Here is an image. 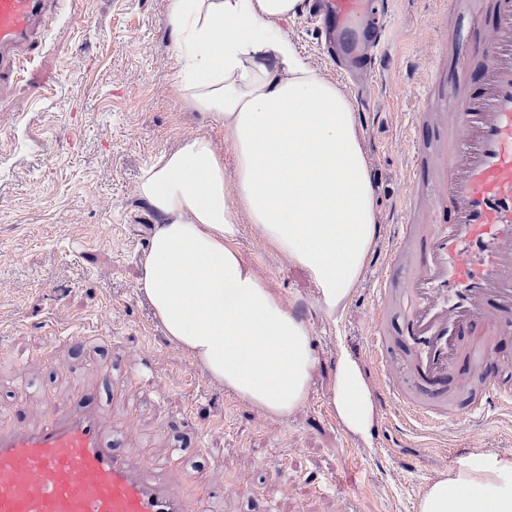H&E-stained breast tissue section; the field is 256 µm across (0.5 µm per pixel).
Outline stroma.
I'll return each instance as SVG.
<instances>
[{
    "instance_id": "obj_1",
    "label": "stroma",
    "mask_w": 512,
    "mask_h": 512,
    "mask_svg": "<svg viewBox=\"0 0 512 512\" xmlns=\"http://www.w3.org/2000/svg\"><path fill=\"white\" fill-rule=\"evenodd\" d=\"M390 62L345 79L327 59L308 13L280 22L314 69L350 98L365 141L379 232L366 274L337 319L323 312L305 273L242 227L243 259L310 324L317 356L306 404L278 419L225 391L166 336L141 290L151 207L144 171L188 138L205 134L225 160L223 126L188 107L174 88L171 0H82L84 27L54 20L27 80L0 92V411L38 426L46 401L94 392L105 424L132 430V458L183 451L177 491L206 475L216 512H417L437 474L477 455L481 440L512 453V414L495 409L446 426L400 417L368 339L377 274L394 225L405 220L414 143L441 126H412L415 112L447 109L448 69L476 85L483 65L474 31L492 20L463 11L457 29L437 0H388ZM48 88L33 97L31 83ZM362 362L378 418L353 438L330 405L336 355ZM30 384L14 413L18 378Z\"/></svg>"
}]
</instances>
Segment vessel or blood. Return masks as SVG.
<instances>
[{"instance_id": "obj_1", "label": "vessel or blood", "mask_w": 512, "mask_h": 512, "mask_svg": "<svg viewBox=\"0 0 512 512\" xmlns=\"http://www.w3.org/2000/svg\"><path fill=\"white\" fill-rule=\"evenodd\" d=\"M81 0H0V90L21 76L42 44L46 14L84 22ZM327 50L342 48L370 64L387 39L382 0H314ZM494 25L474 45L486 61L478 91L448 73V142L433 166L415 146L411 218L398 225L383 260L381 305L403 315L398 363L374 329L370 351L401 409L422 423L448 424L491 405L512 409V387L498 370V339L512 334V0H493ZM469 400L457 408L453 395ZM97 414V397L77 391L51 407L39 428L0 432V512H203L209 493L199 477L194 496L174 489L178 458L158 467L134 461Z\"/></svg>"}]
</instances>
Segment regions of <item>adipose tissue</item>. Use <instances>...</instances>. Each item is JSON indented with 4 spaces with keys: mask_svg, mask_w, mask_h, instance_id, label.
<instances>
[{
    "mask_svg": "<svg viewBox=\"0 0 512 512\" xmlns=\"http://www.w3.org/2000/svg\"><path fill=\"white\" fill-rule=\"evenodd\" d=\"M304 4L172 0L173 82L188 106L223 125L234 159L225 166L198 135L159 155L138 185L160 218L141 282L155 316L210 378L274 417L304 406L316 357L307 324L243 261L242 223L307 273L330 315L350 302L379 230L351 102L278 27ZM331 404L350 434L372 429V388L345 351ZM417 512H512V455L486 449L459 460L427 485Z\"/></svg>",
    "mask_w": 512,
    "mask_h": 512,
    "instance_id": "1",
    "label": "adipose tissue"
}]
</instances>
